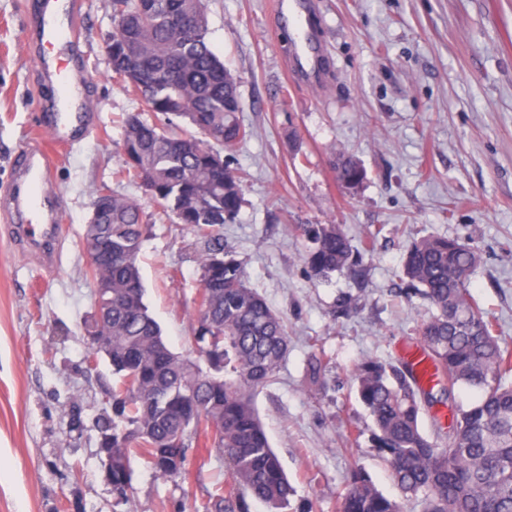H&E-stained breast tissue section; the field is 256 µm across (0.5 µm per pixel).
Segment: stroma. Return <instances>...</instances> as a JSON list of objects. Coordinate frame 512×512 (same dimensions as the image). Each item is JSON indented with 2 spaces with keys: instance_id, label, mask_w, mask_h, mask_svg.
Instances as JSON below:
<instances>
[{
  "instance_id": "obj_1",
  "label": "stroma",
  "mask_w": 512,
  "mask_h": 512,
  "mask_svg": "<svg viewBox=\"0 0 512 512\" xmlns=\"http://www.w3.org/2000/svg\"><path fill=\"white\" fill-rule=\"evenodd\" d=\"M27 2L0 0V191L15 155L48 138ZM319 2L329 79L311 87L286 72L272 0H207L209 40L239 80V120L253 131L224 152L245 176L224 245L290 336L255 402L293 487L283 512H340L356 470L404 512H420L372 441L355 367L402 362L417 344L432 310L402 265L428 237L478 253L471 294L512 348V0ZM115 32L112 0H82L76 60L98 121L52 159L66 234L58 267L19 252L0 229V512H204L208 491L229 477L224 457L201 448L190 450L183 482L134 459L124 504L103 477L96 421L116 378L105 360L87 363L83 330L96 304L84 227L97 191L145 206V302L176 352L190 349L200 288L197 236L124 172L125 116H156L112 77L105 46ZM340 152L367 172L357 193L336 181ZM301 224L341 225L366 248L364 277L312 276ZM314 355L326 365L317 384Z\"/></svg>"
}]
</instances>
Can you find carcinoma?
<instances>
[{"label":"carcinoma","instance_id":"carcinoma-1","mask_svg":"<svg viewBox=\"0 0 512 512\" xmlns=\"http://www.w3.org/2000/svg\"><path fill=\"white\" fill-rule=\"evenodd\" d=\"M206 0H155L149 19L141 0H112L116 42L138 51L137 72L120 64L112 77L143 98L164 123L138 114L125 122V166L163 211L177 215L203 239L198 250L201 309L192 327L196 357L175 353L144 302L138 257L147 231L141 204L112 195V223L85 225V240L105 236L112 266L94 270L96 284L112 285L111 320L97 327L112 338L106 355L120 385L97 419L112 433V489L127 498L131 458L147 459L156 476H187L188 449L212 448L227 460L231 479L207 493L206 512H246L245 497L281 512L292 493L255 409V392L274 381L288 354L280 314L248 285L243 263L224 247L221 229L240 210L241 177L223 151L251 136L239 120L237 79L208 38ZM191 27L173 29L172 16ZM184 119L193 134L178 130ZM342 189L356 192L366 178L361 164L339 153L333 163ZM310 243L305 262L313 276L356 274L363 252L337 224H299ZM479 261L455 239L431 237L407 250L403 275L433 308L420 345L435 380L425 386L414 368L374 359L356 366L357 396L375 426L397 484L420 497L422 512H512V353L470 292ZM459 388L477 393L456 407L451 421L438 416L424 433V407L446 405ZM340 512H402L401 505L355 472Z\"/></svg>","mask_w":512,"mask_h":512}]
</instances>
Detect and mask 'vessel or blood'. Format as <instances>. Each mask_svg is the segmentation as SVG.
Wrapping results in <instances>:
<instances>
[{"label": "vessel or blood", "mask_w": 512, "mask_h": 512, "mask_svg": "<svg viewBox=\"0 0 512 512\" xmlns=\"http://www.w3.org/2000/svg\"><path fill=\"white\" fill-rule=\"evenodd\" d=\"M79 6V0H40L38 10L28 14V26L43 60V80L57 95L39 121L51 141L60 146L82 139L96 125L95 115L78 111L75 103V87L81 79L75 66ZM317 13L316 0H275L274 14L291 37L288 69L311 84L325 77L315 30ZM56 192L50 154L39 145L18 155L9 188L0 195V217L9 222L10 240L18 249L37 254L51 269L59 262L63 226L43 199Z\"/></svg>", "instance_id": "obj_1"}]
</instances>
